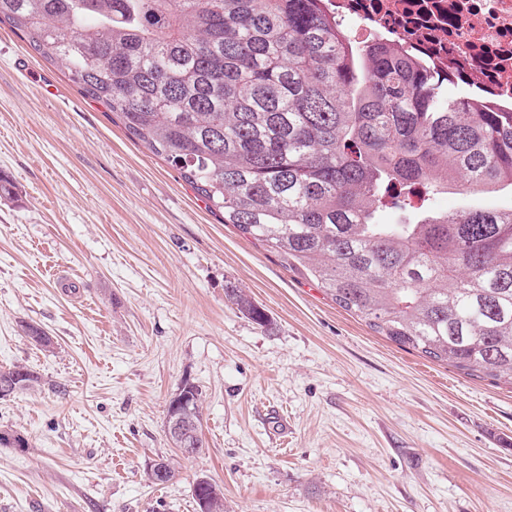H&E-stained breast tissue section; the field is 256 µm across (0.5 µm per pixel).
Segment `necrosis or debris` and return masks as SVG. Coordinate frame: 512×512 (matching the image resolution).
Wrapping results in <instances>:
<instances>
[{
  "mask_svg": "<svg viewBox=\"0 0 512 512\" xmlns=\"http://www.w3.org/2000/svg\"><path fill=\"white\" fill-rule=\"evenodd\" d=\"M361 40H383L470 87H492L512 112V0H331Z\"/></svg>",
  "mask_w": 512,
  "mask_h": 512,
  "instance_id": "4bbe7bcc",
  "label": "necrosis or debris"
}]
</instances>
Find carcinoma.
I'll return each mask as SVG.
<instances>
[{
	"label": "carcinoma",
	"mask_w": 512,
	"mask_h": 512,
	"mask_svg": "<svg viewBox=\"0 0 512 512\" xmlns=\"http://www.w3.org/2000/svg\"><path fill=\"white\" fill-rule=\"evenodd\" d=\"M329 0H0L20 31L179 171L224 223L313 277L396 344L512 385V205L436 211L430 197L512 190V112L395 45L357 42ZM407 224L379 221L410 208ZM225 298L254 323L263 309ZM25 334L48 348L36 326ZM26 367L0 370V386ZM176 443L205 448L201 397ZM207 512L224 493L206 481Z\"/></svg>",
	"instance_id": "cac0c4a2"
}]
</instances>
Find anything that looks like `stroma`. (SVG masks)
<instances>
[{"label": "stroma", "mask_w": 512, "mask_h": 512, "mask_svg": "<svg viewBox=\"0 0 512 512\" xmlns=\"http://www.w3.org/2000/svg\"><path fill=\"white\" fill-rule=\"evenodd\" d=\"M0 512H512V385L400 347L212 213L0 24ZM241 289L269 326L224 296ZM41 327L51 347L32 344ZM206 446L164 424L183 382ZM173 459L157 485L148 466ZM21 371L24 372L25 377L23 379L24 385L20 388V390L28 389V388L32 387L34 384L39 382V379H40L39 376L36 375L30 369H28L26 367H22V366H14L13 368H9L7 370H0V387L6 382H11L12 377L15 374L20 375ZM14 382H16V383L11 384L10 386H8L7 384L3 385L2 391L0 388V395H1L0 399H5L6 398L5 396H8V395L11 396L13 393H15L19 390V387L21 386L22 383H19L17 380H15ZM2 396H4V397H2ZM196 390L197 397L189 406V411L195 420V424L192 425L185 433V438L182 441H178L176 448H189L186 450H180L183 455L193 456L199 454L203 448H205V441L202 434L201 424V395L198 388L193 385Z\"/></svg>", "instance_id": "35a3bbf8"}]
</instances>
